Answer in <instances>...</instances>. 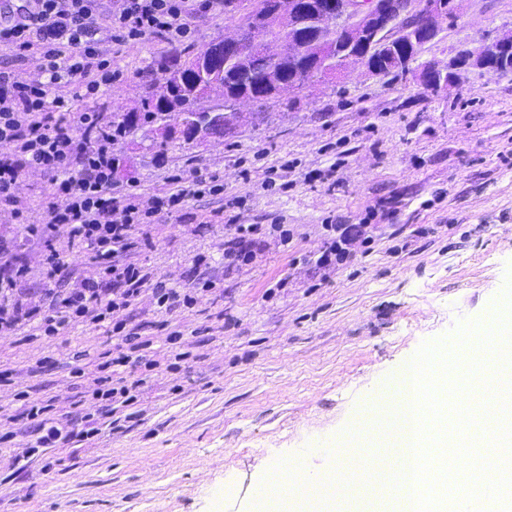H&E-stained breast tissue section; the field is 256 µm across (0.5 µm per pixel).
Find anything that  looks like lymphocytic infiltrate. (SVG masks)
<instances>
[{"label": "lymphocytic infiltrate", "mask_w": 512, "mask_h": 512, "mask_svg": "<svg viewBox=\"0 0 512 512\" xmlns=\"http://www.w3.org/2000/svg\"><path fill=\"white\" fill-rule=\"evenodd\" d=\"M118 2L110 8L105 0H0V48L30 60L42 75L28 82L0 70V143L12 147L10 157L0 158V204L23 218L18 183L32 169L50 174L67 204L47 203L44 225H70L72 240L93 254L105 274L103 281L84 282L43 316L48 335L78 319L111 317L116 329L134 340L120 313L147 277L135 263L116 262L131 249L133 228L154 213L177 209L186 196L224 190L215 177L202 173L195 174L190 188L162 196L114 187L112 147L119 132L111 116L73 109L74 101L112 83V59L100 47V34L109 33L119 44L147 35L180 41L190 32L191 12L224 9V0Z\"/></svg>", "instance_id": "obj_1"}]
</instances>
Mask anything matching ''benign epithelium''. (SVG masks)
I'll return each mask as SVG.
<instances>
[{"label": "benign epithelium", "instance_id": "benign-epithelium-1", "mask_svg": "<svg viewBox=\"0 0 512 512\" xmlns=\"http://www.w3.org/2000/svg\"><path fill=\"white\" fill-rule=\"evenodd\" d=\"M306 14L322 15L336 31V42L296 33ZM463 0H276L274 10L252 21L232 36L215 41L199 60L201 75L224 70V61L240 65L238 83L224 89L229 98L224 110L207 113V123L199 125L196 136L209 138L232 128L238 117L235 107L251 101L257 91L285 90L280 81L285 68L319 65L329 74H338L350 62H358L375 77L384 75L379 56L392 48L394 72L407 78L417 72L432 76L431 85L440 90L456 80L460 72L477 67L499 74H512V30L496 33L478 52L460 50L441 66L433 61L418 62L422 47L432 41L441 24L463 19ZM282 29L288 38L272 42L269 27ZM262 54L272 60L264 80L250 84L249 62Z\"/></svg>", "mask_w": 512, "mask_h": 512}]
</instances>
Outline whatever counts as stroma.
Returning a JSON list of instances; mask_svg holds the SVG:
<instances>
[{
    "label": "stroma",
    "instance_id": "stroma-1",
    "mask_svg": "<svg viewBox=\"0 0 512 512\" xmlns=\"http://www.w3.org/2000/svg\"><path fill=\"white\" fill-rule=\"evenodd\" d=\"M464 7L463 25L443 27L422 59L447 62L512 27V0ZM190 26L197 50L237 31L220 12ZM103 47L122 77L74 111H128L163 77L148 66L166 39ZM238 110L221 139L176 138L163 152L143 127L112 147L118 187L163 193L198 171L224 186L133 233L128 259L150 282L122 317L145 347L130 351L107 320L56 336L32 321L0 335V512H260L255 490L272 463L297 460L309 476L331 469V448L347 444L379 383L424 342L493 314L512 268V75L471 68L434 91L351 64ZM238 224L253 228L247 264L224 256ZM353 224L346 259L322 265ZM0 240L25 265L23 299L37 312L101 275L67 225L46 242L2 205ZM52 249L62 267L48 291ZM158 288L192 301L159 309ZM125 353L129 363L116 365ZM106 377L125 378L133 398L112 416L95 393ZM33 406L38 419H22ZM318 500L322 512L396 503L373 482L357 498Z\"/></svg>",
    "mask_w": 512,
    "mask_h": 512
}]
</instances>
